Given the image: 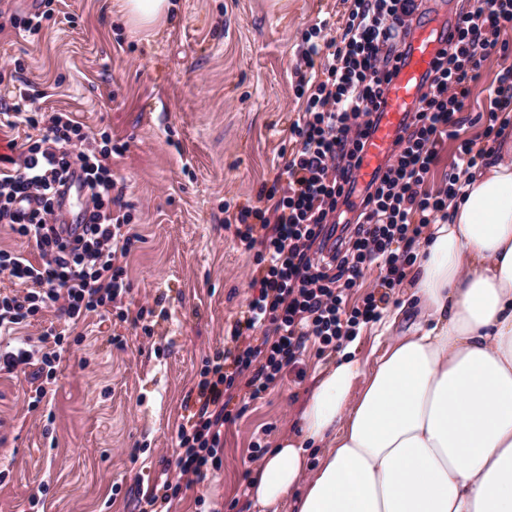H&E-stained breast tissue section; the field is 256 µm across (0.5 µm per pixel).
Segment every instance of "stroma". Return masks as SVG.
Returning <instances> with one entry per match:
<instances>
[{
  "label": "stroma",
  "mask_w": 512,
  "mask_h": 512,
  "mask_svg": "<svg viewBox=\"0 0 512 512\" xmlns=\"http://www.w3.org/2000/svg\"><path fill=\"white\" fill-rule=\"evenodd\" d=\"M171 24L131 29L116 0H55L40 33L19 37L24 0H0V58L22 57L14 81L40 93L44 112H72L88 132L107 129L124 148L112 171L143 237L124 303L158 300L153 334L115 315L92 317L64 339L60 372L39 409L27 411L26 375L0 372V512H139L142 494L175 471L176 435L194 412L203 359L226 336L253 290L256 265L226 211L255 205L292 148L290 124L303 35L326 22L335 37L346 0H175ZM504 64L491 54L465 100L461 138L481 141L490 93ZM338 347L307 344L263 398L232 393L224 456L169 512H245V489Z\"/></svg>",
  "instance_id": "stroma-1"
}]
</instances>
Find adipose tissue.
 Returning a JSON list of instances; mask_svg holds the SVG:
<instances>
[{
	"instance_id": "ef3b65f1",
	"label": "adipose tissue",
	"mask_w": 512,
	"mask_h": 512,
	"mask_svg": "<svg viewBox=\"0 0 512 512\" xmlns=\"http://www.w3.org/2000/svg\"><path fill=\"white\" fill-rule=\"evenodd\" d=\"M120 8L145 30L174 12ZM464 180L409 301L373 326L381 354L364 368L354 339L316 373L253 477V512H512V129Z\"/></svg>"
}]
</instances>
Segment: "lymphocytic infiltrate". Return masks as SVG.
Wrapping results in <instances>:
<instances>
[{
  "mask_svg": "<svg viewBox=\"0 0 512 512\" xmlns=\"http://www.w3.org/2000/svg\"><path fill=\"white\" fill-rule=\"evenodd\" d=\"M416 9L415 0H351L338 38L324 39L321 22L306 31L301 61L318 75L294 88L304 109L290 126L296 147L284 164L286 182L261 187L259 205L226 219L262 272L259 294L228 331L234 349L204 359L198 408L177 432L180 476L161 473L144 495L149 512H159L179 495L180 477L201 483L217 467L224 426L234 419L226 395L237 380H245L251 398H261L296 364L308 341L324 349L380 319L391 291L416 260L424 228L462 192L458 171L449 173L439 192L424 189L441 144L457 141L458 164L471 169L483 162L496 124L512 122L508 65L492 90L484 146L459 137L471 74L497 50L501 34L512 29V0H472L458 13L457 38L439 52L418 108L400 129L384 168L357 188L355 174ZM326 48L327 58L321 55ZM35 101L22 89L16 101L0 109L8 125L34 131L25 142H8L0 153V224L9 225L39 256L34 262L0 249V273L20 286L0 293V335L29 327L53 307L64 318L63 326L45 327L36 336L38 350L0 348V371L34 367L27 402L32 411L46 395L44 380L54 379L60 368L65 336L88 316L113 308L127 319L121 307L130 292L127 259L140 240L115 193L111 133L90 137L72 113L46 114ZM75 179L85 199L86 222L79 234L62 224L56 206ZM373 267L380 272L379 293L348 307L349 291ZM247 329L262 331L261 345L239 346Z\"/></svg>",
  "mask_w": 512,
  "mask_h": 512,
  "instance_id": "lymphocytic-infiltrate-1",
  "label": "lymphocytic infiltrate"
}]
</instances>
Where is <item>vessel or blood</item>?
I'll list each match as a JSON object with an SVG mask.
<instances>
[{"mask_svg":"<svg viewBox=\"0 0 512 512\" xmlns=\"http://www.w3.org/2000/svg\"><path fill=\"white\" fill-rule=\"evenodd\" d=\"M456 36L453 22L439 24L430 17L416 20L401 63L387 86L376 129L364 148L357 187L366 186L383 169L401 126L417 110L421 88L440 50Z\"/></svg>","mask_w":512,"mask_h":512,"instance_id":"vessel-or-blood-1","label":"vessel or blood"}]
</instances>
